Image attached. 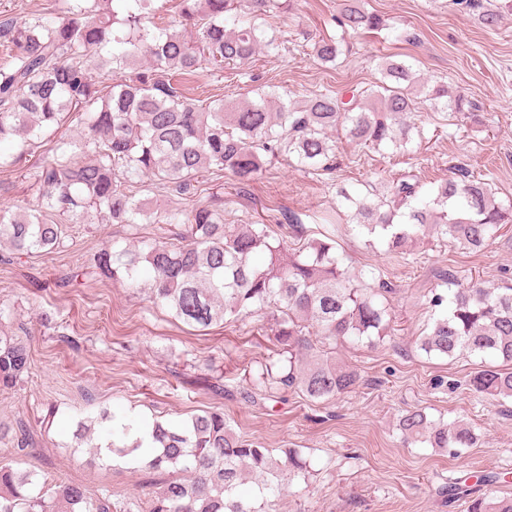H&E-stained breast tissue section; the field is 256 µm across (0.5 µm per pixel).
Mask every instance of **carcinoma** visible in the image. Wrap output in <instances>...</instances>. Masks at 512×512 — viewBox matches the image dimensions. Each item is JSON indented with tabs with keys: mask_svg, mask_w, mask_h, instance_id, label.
Here are the masks:
<instances>
[{
	"mask_svg": "<svg viewBox=\"0 0 512 512\" xmlns=\"http://www.w3.org/2000/svg\"><path fill=\"white\" fill-rule=\"evenodd\" d=\"M105 7L99 8V2ZM155 0H61L67 18L38 17L0 27L8 59L0 65V144L20 139L36 147L45 130L82 115L81 130L59 143L55 155L34 174L37 204L13 210L0 206V246L17 254L56 250L65 244L64 224H182L175 241L141 247L107 246L95 256L97 273L129 288L148 290L154 303L192 328L265 311L276 325L278 352L250 375L251 388L271 396L296 388L312 401L352 392L360 384L354 369L311 353V336L326 341L380 345L389 336L386 283L367 286L326 236L285 253L283 240L265 224H226L224 212L194 205L154 211L134 191L156 181L180 195L207 173H230L246 184L264 158H295L314 172L333 169L336 134L358 145L405 148L414 126L408 116L425 101L437 112H463L471 103L445 85L419 83L413 66L388 60L372 85L347 98L331 91L286 103L276 92L229 107L213 99L203 107L180 91L175 78L241 64L259 53L275 55L282 41L256 20L283 7L284 0H178L174 25H152ZM481 8L478 22L498 26L497 5ZM338 25L355 33L379 31V17L364 0H341ZM335 37L311 45L314 59L334 66L343 54ZM112 77L109 90L93 79ZM352 221L390 251L434 232L462 248H485L500 225L512 223V206L497 201L486 180L457 167L429 188L410 175L392 180L378 200L341 191ZM448 293L430 304L441 310L420 339L428 355L460 354L497 360L471 380L473 390L512 399V285H460L446 277ZM26 339L0 331V390L11 391L29 373ZM407 443L445 448L458 456L479 438L462 420L435 422L423 409L398 421ZM126 422L101 444L83 423L74 431L77 447L111 462L143 446ZM151 453L138 460L145 475L136 500L112 501V490L90 493L82 484L40 480L34 472L0 466V512H271L286 489L285 476L309 473L296 450L273 451L235 435L218 410L179 425L151 427ZM254 483L262 499L240 493ZM466 498L467 512H512V496Z\"/></svg>",
	"mask_w": 512,
	"mask_h": 512,
	"instance_id": "carcinoma-1",
	"label": "carcinoma"
}]
</instances>
